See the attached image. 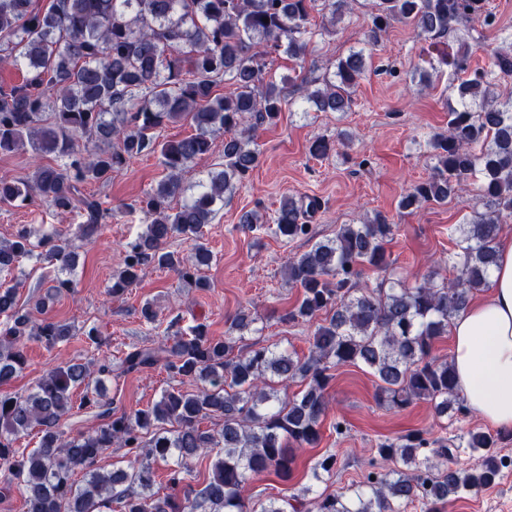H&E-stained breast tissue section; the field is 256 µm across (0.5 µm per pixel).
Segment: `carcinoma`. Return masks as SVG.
Here are the masks:
<instances>
[{
	"label": "carcinoma",
	"instance_id": "obj_1",
	"mask_svg": "<svg viewBox=\"0 0 512 512\" xmlns=\"http://www.w3.org/2000/svg\"><path fill=\"white\" fill-rule=\"evenodd\" d=\"M322 2L323 30L352 12L354 0H0V62L23 65L20 85L0 87V154L28 146L63 163L41 164L27 177L0 179V203H47L60 212L80 210L86 221L73 231H55L37 240L23 227L0 239V273L38 254L62 270H73L74 241L98 230L107 211L81 193L87 183H104L112 173L144 155L156 154L165 176L138 200L146 229L122 246L121 269L108 294L119 297L139 283L149 267L174 271L197 288L207 282L203 268L214 260L202 242V228L224 207L225 194L259 163L257 128L278 121L287 105L283 88L267 77L266 58L283 52L301 60L313 28L311 11ZM268 21H263V18ZM491 24L483 0H376L365 41L377 45L392 23L410 25L421 39L448 35L458 50L440 56L458 66L468 54L474 20ZM363 51L336 61L332 75L303 76L296 91L315 112H346L364 76ZM512 76V38L502 41L492 69L474 71L457 86L448 104V131L427 138L434 160L427 180L414 185L400 207L446 204L460 186L479 174L477 195L485 211L451 230L454 248L444 264L452 277L432 271L409 285L396 276L386 252L395 225L377 213L358 224H341L334 237L314 242L284 266L288 284L301 299L280 316L284 324H311L306 356L285 353L260 340L245 343L254 322L241 311L214 338L199 323L157 347L126 353L123 374L160 365L169 376L195 386L171 389L146 409L112 412L111 402L92 379L91 364L70 361L48 370L28 394L0 393V480L17 486L26 512H404L420 501L426 512H442L450 497H463L495 483L500 460L494 448L509 433L476 432L465 447L480 454L476 468L448 465V439L414 430L376 448L387 472H376L352 494H319L265 502L246 496L250 476L265 472L288 480L295 449L315 448L329 408L332 369L362 363L377 379L376 398L403 409L415 401L433 404L436 416L464 408L452 365L432 356L435 340L474 293L489 287L501 224L512 218V98L500 99L496 82ZM229 85V91L217 89ZM185 122L193 133L161 140L165 126ZM224 132L223 168L184 198L183 172L213 152ZM320 203L312 197L285 198L267 220L256 211L244 216L252 230L285 242L308 237L306 217ZM176 237L187 253L169 249ZM378 273L374 286L360 285L361 267ZM73 288L53 279L35 310ZM0 386L27 364V344L54 348L74 336L71 325L18 308L17 287L0 283ZM304 384L290 391L294 382ZM83 388L79 399L73 390ZM102 411L107 422L68 435L69 416ZM218 427L204 429L205 420ZM40 429L39 446L19 439ZM117 443L127 467L105 470L98 462ZM209 460V478L188 480L192 465ZM168 465L167 488L152 492L153 464ZM82 476L77 482L76 476Z\"/></svg>",
	"mask_w": 512,
	"mask_h": 512
}]
</instances>
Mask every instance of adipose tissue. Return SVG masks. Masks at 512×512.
I'll return each instance as SVG.
<instances>
[{
	"instance_id": "1",
	"label": "adipose tissue",
	"mask_w": 512,
	"mask_h": 512,
	"mask_svg": "<svg viewBox=\"0 0 512 512\" xmlns=\"http://www.w3.org/2000/svg\"><path fill=\"white\" fill-rule=\"evenodd\" d=\"M451 336L468 408L491 427L512 430V237L499 243L488 292L453 319Z\"/></svg>"
}]
</instances>
